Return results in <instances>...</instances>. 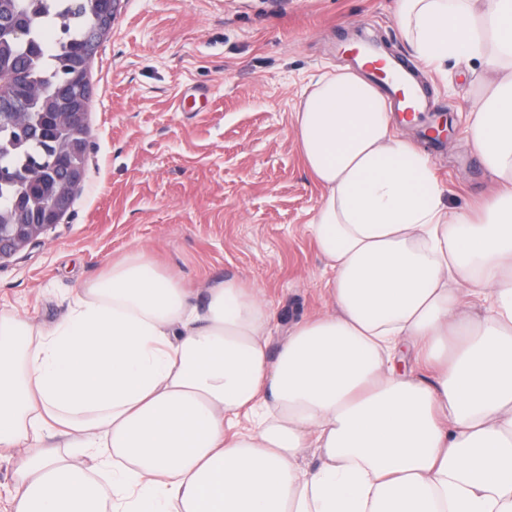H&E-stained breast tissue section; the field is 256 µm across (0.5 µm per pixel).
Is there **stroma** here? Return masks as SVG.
<instances>
[{"label": "stroma", "mask_w": 512, "mask_h": 512, "mask_svg": "<svg viewBox=\"0 0 512 512\" xmlns=\"http://www.w3.org/2000/svg\"><path fill=\"white\" fill-rule=\"evenodd\" d=\"M392 0H122L90 63L87 174L40 243L0 259V310L49 326L112 259L146 247L193 291L256 289L289 323L328 307L329 273L305 226L321 190L292 125L310 81L351 65L356 32L416 61ZM423 122L451 114L449 139L399 131L433 158L450 208L488 191L467 139L484 90L466 67L426 70Z\"/></svg>", "instance_id": "35a3bbf8"}]
</instances>
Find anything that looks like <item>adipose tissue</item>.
<instances>
[{"mask_svg": "<svg viewBox=\"0 0 512 512\" xmlns=\"http://www.w3.org/2000/svg\"><path fill=\"white\" fill-rule=\"evenodd\" d=\"M395 17L424 67H482L480 208L448 207L377 86L321 75L293 128L322 189L306 230L328 310L273 354L255 290L197 305L138 247L51 329L1 311L11 512H512V0H395Z\"/></svg>", "mask_w": 512, "mask_h": 512, "instance_id": "ef3b65f1", "label": "adipose tissue"}]
</instances>
